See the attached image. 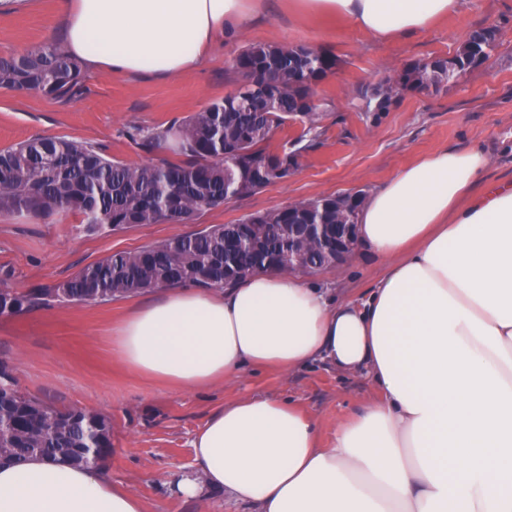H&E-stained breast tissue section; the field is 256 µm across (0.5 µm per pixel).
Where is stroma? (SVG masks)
Here are the masks:
<instances>
[{
  "label": "stroma",
  "mask_w": 512,
  "mask_h": 512,
  "mask_svg": "<svg viewBox=\"0 0 512 512\" xmlns=\"http://www.w3.org/2000/svg\"><path fill=\"white\" fill-rule=\"evenodd\" d=\"M259 13L225 36L193 70L165 81L88 72L76 100L0 88V148L34 138H66L141 163L130 126L153 128L199 111L234 87L230 58L253 43L307 45L336 55L339 70L317 87L321 135L301 152L288 180L223 203L194 222L142 224L94 235L77 216L0 213V288L25 290L67 279L117 251L233 224L245 216L319 196L371 193L395 172L437 149L480 146L491 161L483 178L512 180V0H462L460 11L429 29L388 41L342 18L300 17L289 0H258ZM492 26L496 48L486 65L437 89L406 90L384 112L364 111L361 93L405 63L454 53L473 30ZM58 0H30L0 16V56L61 42ZM384 269L357 251L347 263L314 273L337 298L364 296ZM159 291L106 303L62 304L0 316V362L20 390L56 407H80L110 418L112 452L100 471L108 484L137 496L144 512H249L223 493L187 499L177 491L194 467L190 441L224 401L262 396L294 402L318 425L320 440L361 412L374 395L369 381L316 362L289 372L244 369L228 382L180 391L125 367L112 354L117 325L159 298Z\"/></svg>",
  "instance_id": "stroma-1"
}]
</instances>
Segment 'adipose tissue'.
Here are the masks:
<instances>
[{
  "label": "adipose tissue",
  "mask_w": 512,
  "mask_h": 512,
  "mask_svg": "<svg viewBox=\"0 0 512 512\" xmlns=\"http://www.w3.org/2000/svg\"><path fill=\"white\" fill-rule=\"evenodd\" d=\"M461 0H298L384 41L430 28ZM65 51L88 70L167 79L250 19L248 0H61ZM482 148H442L363 204L359 243L386 261L360 300L259 273L219 290L174 288L125 318L115 358L197 390L243 369L321 362L377 392L328 442L294 403L221 405L191 440L178 484L258 512H512V182L473 186ZM0 512H143L93 466L0 467Z\"/></svg>",
  "instance_id": "adipose-tissue-1"
}]
</instances>
